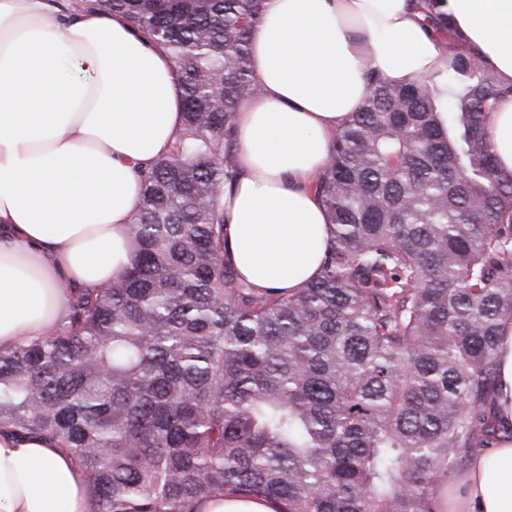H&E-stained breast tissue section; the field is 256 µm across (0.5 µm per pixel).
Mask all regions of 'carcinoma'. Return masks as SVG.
<instances>
[{"instance_id":"1","label":"carcinoma","mask_w":512,"mask_h":512,"mask_svg":"<svg viewBox=\"0 0 512 512\" xmlns=\"http://www.w3.org/2000/svg\"><path fill=\"white\" fill-rule=\"evenodd\" d=\"M264 5L93 0L168 51L184 124L141 171L130 267L71 289L37 341L0 347V428L71 453L88 512H199L241 495L281 512H441L439 489L501 431L512 177L483 116L512 86L425 0L447 100L428 77L372 78L314 183L330 231L318 277L255 288L227 258L223 194Z\"/></svg>"}]
</instances>
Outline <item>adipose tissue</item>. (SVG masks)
<instances>
[{
	"mask_svg": "<svg viewBox=\"0 0 512 512\" xmlns=\"http://www.w3.org/2000/svg\"><path fill=\"white\" fill-rule=\"evenodd\" d=\"M420 0H266L252 31L257 92L239 104L236 180L224 188L227 255L246 282L294 290L320 270L328 215L313 185L371 75L433 77L448 94L446 50ZM464 48L512 85V0H443ZM182 88L161 46L121 15L59 0H0V346L58 323L70 287L108 284L129 267L127 224L141 167L182 129ZM485 129L512 173V96ZM497 415L512 425V319L496 350ZM446 512H512V436L474 454ZM0 512H88L73 457L0 428Z\"/></svg>",
	"mask_w": 512,
	"mask_h": 512,
	"instance_id": "obj_1",
	"label": "adipose tissue"
}]
</instances>
